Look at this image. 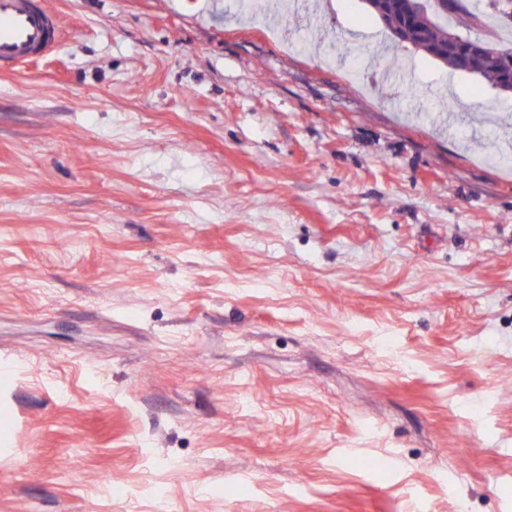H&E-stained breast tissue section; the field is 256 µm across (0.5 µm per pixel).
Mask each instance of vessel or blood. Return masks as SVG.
Masks as SVG:
<instances>
[{
    "instance_id": "1",
    "label": "vessel or blood",
    "mask_w": 512,
    "mask_h": 512,
    "mask_svg": "<svg viewBox=\"0 0 512 512\" xmlns=\"http://www.w3.org/2000/svg\"><path fill=\"white\" fill-rule=\"evenodd\" d=\"M62 41L58 18L45 0H0V65H24Z\"/></svg>"
}]
</instances>
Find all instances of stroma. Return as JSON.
<instances>
[{
    "label": "stroma",
    "instance_id": "obj_1",
    "mask_svg": "<svg viewBox=\"0 0 512 512\" xmlns=\"http://www.w3.org/2000/svg\"><path fill=\"white\" fill-rule=\"evenodd\" d=\"M49 2L0 66V512H512V93L363 0ZM62 42L58 18L45 1L0 0V65H24Z\"/></svg>",
    "mask_w": 512,
    "mask_h": 512
}]
</instances>
